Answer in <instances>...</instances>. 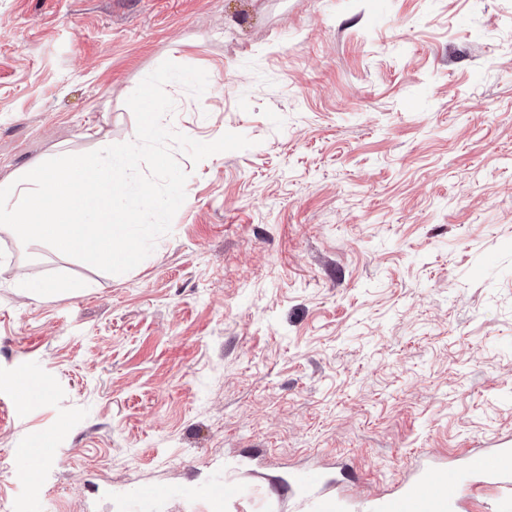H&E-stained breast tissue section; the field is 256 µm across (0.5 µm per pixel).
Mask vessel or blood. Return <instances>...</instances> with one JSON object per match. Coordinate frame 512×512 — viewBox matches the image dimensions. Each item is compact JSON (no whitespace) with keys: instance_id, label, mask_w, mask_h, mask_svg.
I'll return each mask as SVG.
<instances>
[{"instance_id":"b4317fda","label":"vessel or blood","mask_w":512,"mask_h":512,"mask_svg":"<svg viewBox=\"0 0 512 512\" xmlns=\"http://www.w3.org/2000/svg\"><path fill=\"white\" fill-rule=\"evenodd\" d=\"M322 476L315 470L295 471L290 489L296 512H346L343 497L321 490ZM491 488L489 512H512V440L492 448H466L445 468L423 469L414 481L391 495L369 496V512H464L469 497Z\"/></svg>"}]
</instances>
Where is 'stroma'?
Wrapping results in <instances>:
<instances>
[{"label": "stroma", "instance_id": "stroma-1", "mask_svg": "<svg viewBox=\"0 0 512 512\" xmlns=\"http://www.w3.org/2000/svg\"><path fill=\"white\" fill-rule=\"evenodd\" d=\"M168 59L209 83L164 124L254 145L176 151L127 273L0 231V389L48 388L0 416V512H294L300 469L359 512L512 436V0H0V184L132 141Z\"/></svg>", "mask_w": 512, "mask_h": 512}]
</instances>
